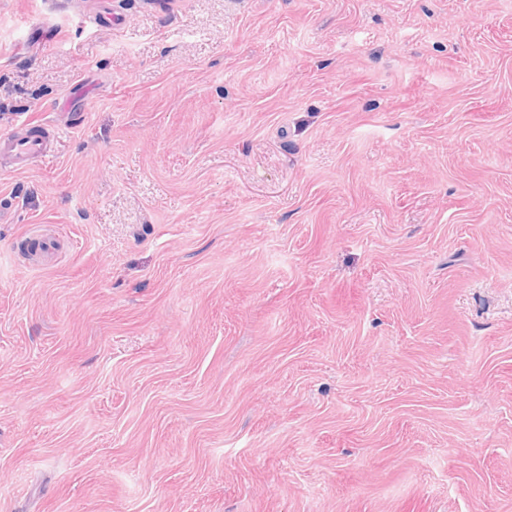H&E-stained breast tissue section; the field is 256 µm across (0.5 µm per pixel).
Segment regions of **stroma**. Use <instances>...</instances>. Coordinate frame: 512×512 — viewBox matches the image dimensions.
I'll return each mask as SVG.
<instances>
[{
  "mask_svg": "<svg viewBox=\"0 0 512 512\" xmlns=\"http://www.w3.org/2000/svg\"><path fill=\"white\" fill-rule=\"evenodd\" d=\"M23 119L0 512H512V0H0ZM25 133L0 135V154L9 160L13 172H22L41 162L51 152L48 129L43 124L23 120L19 125Z\"/></svg>",
  "mask_w": 512,
  "mask_h": 512,
  "instance_id": "1",
  "label": "stroma"
}]
</instances>
